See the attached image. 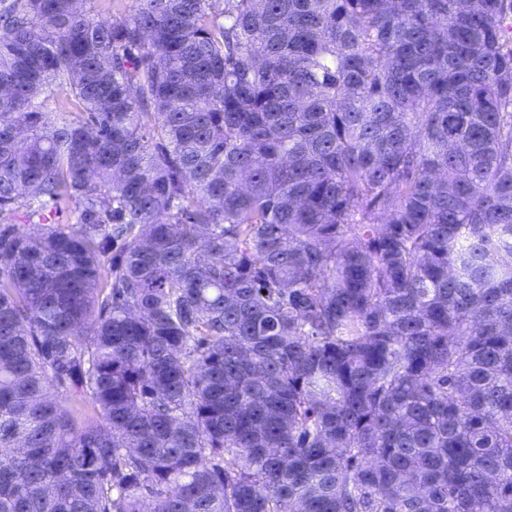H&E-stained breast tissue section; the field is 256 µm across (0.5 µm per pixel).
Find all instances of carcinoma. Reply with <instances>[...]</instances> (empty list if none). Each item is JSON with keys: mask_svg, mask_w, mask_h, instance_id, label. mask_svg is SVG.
<instances>
[{"mask_svg": "<svg viewBox=\"0 0 512 512\" xmlns=\"http://www.w3.org/2000/svg\"><path fill=\"white\" fill-rule=\"evenodd\" d=\"M87 2L0 0V512H512V0Z\"/></svg>", "mask_w": 512, "mask_h": 512, "instance_id": "carcinoma-1", "label": "carcinoma"}]
</instances>
